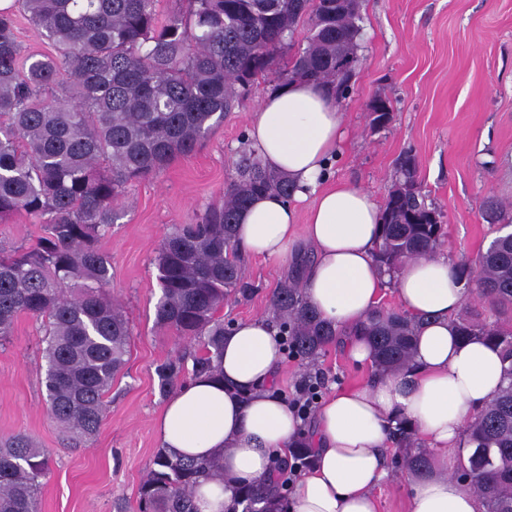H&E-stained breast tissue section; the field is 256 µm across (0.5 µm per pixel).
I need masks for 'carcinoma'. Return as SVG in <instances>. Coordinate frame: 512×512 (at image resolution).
I'll use <instances>...</instances> for the list:
<instances>
[{
  "mask_svg": "<svg viewBox=\"0 0 512 512\" xmlns=\"http://www.w3.org/2000/svg\"><path fill=\"white\" fill-rule=\"evenodd\" d=\"M55 55H25L14 14L0 9V223L26 214L44 234L31 245L0 249V342L21 314L42 319L43 380L52 419L75 440H90L108 409L131 336L112 299L111 262L100 242L118 217L129 186L194 152L254 86L275 75L277 85L307 80L345 98L360 63L362 0H184L165 13L161 0H17ZM306 28V45L294 34ZM391 120L390 102L369 106L373 130ZM290 197L288 179L254 155L235 163L224 201L200 220L176 224L157 248L161 296L156 325L194 344L157 368L161 387L186 375L222 372L224 303L251 294L233 240L237 212L256 194ZM489 224L507 206L490 197L481 209ZM445 237L441 210L426 202L414 154L398 162L382 208L375 260L394 277L405 264L433 256ZM465 281L501 315L512 311V234L494 237L476 259L461 264ZM272 322L287 355L307 363L336 342L339 331L306 301L291 274L271 299ZM464 337L498 348L504 384L467 431V458L453 474L476 491L484 512H512V327L482 313L455 321ZM415 322L378 307L362 324L372 340L374 374L413 368ZM192 368H187V360ZM396 468L416 477L429 469L426 449L402 422L392 431ZM279 459L312 466L303 443ZM48 451L29 436L0 438V512H41L38 490ZM224 475L222 457L189 458L157 450L139 488L138 512H198L199 481ZM284 485L274 477L244 484L241 512H282Z\"/></svg>",
  "mask_w": 512,
  "mask_h": 512,
  "instance_id": "1",
  "label": "carcinoma"
}]
</instances>
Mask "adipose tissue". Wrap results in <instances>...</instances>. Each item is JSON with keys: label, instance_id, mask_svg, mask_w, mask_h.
Listing matches in <instances>:
<instances>
[{"label": "adipose tissue", "instance_id": "ef3b65f1", "mask_svg": "<svg viewBox=\"0 0 512 512\" xmlns=\"http://www.w3.org/2000/svg\"><path fill=\"white\" fill-rule=\"evenodd\" d=\"M345 137L336 100L296 80L267 94L248 118V147L284 174L290 197L264 193L239 213L234 235L249 254L287 261L297 240L311 248L302 273L309 305L332 328L363 321L393 288L416 322L414 371L352 387H332L303 427L272 381L282 363L268 319L232 324L224 335L223 374H200L170 392L157 416L161 447L189 456L224 455V479L198 487L199 512H232L243 482L268 477L274 458L308 438L315 463L294 484L287 512H379L373 491L388 480L390 432L413 425L431 453L432 471L413 480L408 512H483L479 496L448 467L467 426L497 395L504 363L480 339L454 326L465 299L458 263L445 255L407 264L389 281L375 261L381 211L364 190L331 180Z\"/></svg>", "mask_w": 512, "mask_h": 512}]
</instances>
